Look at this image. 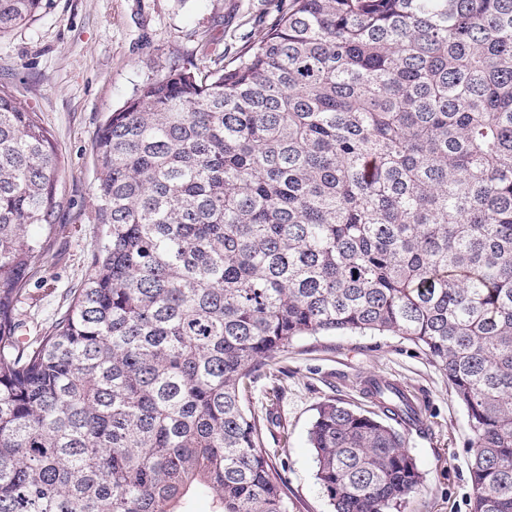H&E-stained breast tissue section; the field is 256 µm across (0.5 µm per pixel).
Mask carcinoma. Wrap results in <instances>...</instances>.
I'll list each match as a JSON object with an SVG mask.
<instances>
[{
  "mask_svg": "<svg viewBox=\"0 0 512 512\" xmlns=\"http://www.w3.org/2000/svg\"><path fill=\"white\" fill-rule=\"evenodd\" d=\"M43 0H0V37ZM91 275L26 343L59 158L0 84V512H288L247 392L319 332L401 336L448 377L471 512H512V0H289L235 65L175 69L95 145ZM389 419L403 393L375 386ZM333 512H391L421 474L336 402L309 430Z\"/></svg>",
  "mask_w": 512,
  "mask_h": 512,
  "instance_id": "cac0c4a2",
  "label": "carcinoma"
}]
</instances>
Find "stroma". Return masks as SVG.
I'll use <instances>...</instances> for the list:
<instances>
[{
    "label": "stroma",
    "mask_w": 512,
    "mask_h": 512,
    "mask_svg": "<svg viewBox=\"0 0 512 512\" xmlns=\"http://www.w3.org/2000/svg\"><path fill=\"white\" fill-rule=\"evenodd\" d=\"M287 7L288 0H44L36 20L0 38V83L36 109L61 167L55 224L37 230L48 252L18 305L19 335L48 329L90 275L100 243L94 144L107 113L172 68L236 64ZM368 376L399 382L422 402V429L398 427L422 474L399 512H471L473 433L447 377L410 341L349 331L301 337L255 373L250 407L264 446L280 451L289 512H330L308 432L328 401L374 411L360 387Z\"/></svg>",
    "instance_id": "1"
}]
</instances>
